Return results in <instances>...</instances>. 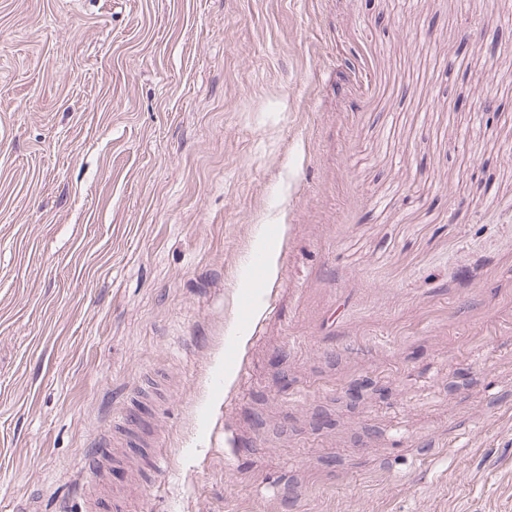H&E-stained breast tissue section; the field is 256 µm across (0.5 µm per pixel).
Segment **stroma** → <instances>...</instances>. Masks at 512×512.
<instances>
[{
    "label": "stroma",
    "mask_w": 512,
    "mask_h": 512,
    "mask_svg": "<svg viewBox=\"0 0 512 512\" xmlns=\"http://www.w3.org/2000/svg\"><path fill=\"white\" fill-rule=\"evenodd\" d=\"M117 496L512 512V0H0V512Z\"/></svg>",
    "instance_id": "1"
}]
</instances>
